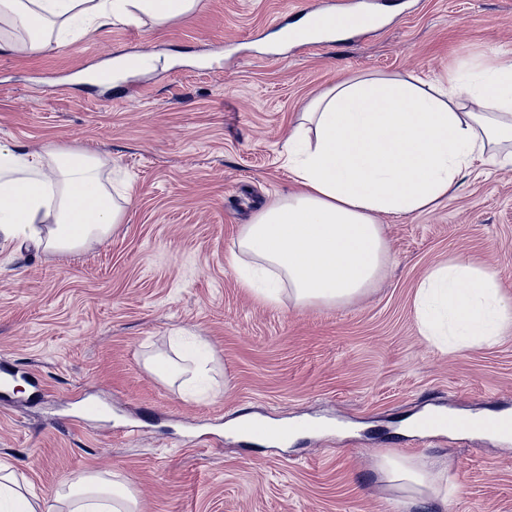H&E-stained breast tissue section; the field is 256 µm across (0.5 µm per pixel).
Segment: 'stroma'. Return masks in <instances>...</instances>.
I'll use <instances>...</instances> for the list:
<instances>
[{
    "instance_id": "35a3bbf8",
    "label": "stroma",
    "mask_w": 512,
    "mask_h": 512,
    "mask_svg": "<svg viewBox=\"0 0 512 512\" xmlns=\"http://www.w3.org/2000/svg\"><path fill=\"white\" fill-rule=\"evenodd\" d=\"M310 3L202 0L187 20L0 54V142L88 150L131 180L104 242L53 253L0 240V375L17 374L0 388V460L38 492L113 471L141 512H401L375 471L396 450L458 488L408 512H512V443L402 429L428 407L512 411V332L445 353L415 308L425 274L458 256L493 269L512 303V169L475 164L434 207L382 217L389 264L350 304L267 305L230 262L242 226L294 186L284 145L309 99L343 76L435 82L512 51V0H378L374 32L278 43L271 21ZM124 54L153 63L88 83ZM176 328L215 352L209 397L145 364ZM86 401L109 418L85 419ZM248 414L346 429L256 445L225 430Z\"/></svg>"
}]
</instances>
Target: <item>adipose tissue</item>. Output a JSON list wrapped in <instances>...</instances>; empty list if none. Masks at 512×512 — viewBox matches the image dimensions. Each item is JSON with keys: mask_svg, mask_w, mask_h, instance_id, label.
<instances>
[{"mask_svg": "<svg viewBox=\"0 0 512 512\" xmlns=\"http://www.w3.org/2000/svg\"><path fill=\"white\" fill-rule=\"evenodd\" d=\"M201 0H0L14 34L0 52L38 51L116 24L186 19ZM512 168V57L473 59L446 80L360 75L340 79L303 109L285 146L299 189L244 225L233 245L242 287L263 302L335 307L357 300L381 275L389 246L380 215L421 212L447 198L474 161ZM117 187L96 154L48 148L34 154L0 142V236L74 252L108 238L123 216ZM422 332L442 350L489 345L512 325L495 277L454 259L431 269L416 297ZM214 360L203 342L175 344L148 365L182 389L206 381ZM405 505L457 491L433 463L395 453L377 461ZM139 512L109 475L88 473L44 496L0 461V512Z\"/></svg>", "mask_w": 512, "mask_h": 512, "instance_id": "ef3b65f1", "label": "adipose tissue"}]
</instances>
